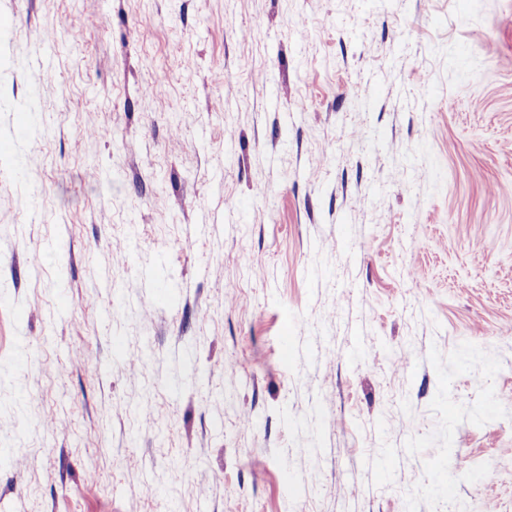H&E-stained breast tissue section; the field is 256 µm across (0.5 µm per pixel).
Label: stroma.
<instances>
[{
    "mask_svg": "<svg viewBox=\"0 0 512 512\" xmlns=\"http://www.w3.org/2000/svg\"><path fill=\"white\" fill-rule=\"evenodd\" d=\"M500 183L512 0H0V512H512Z\"/></svg>",
    "mask_w": 512,
    "mask_h": 512,
    "instance_id": "stroma-1",
    "label": "stroma"
}]
</instances>
